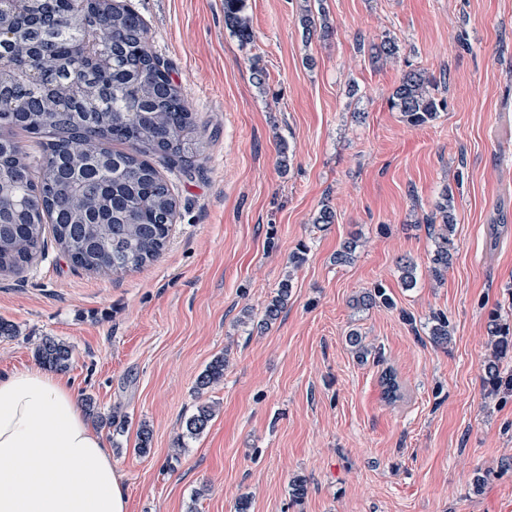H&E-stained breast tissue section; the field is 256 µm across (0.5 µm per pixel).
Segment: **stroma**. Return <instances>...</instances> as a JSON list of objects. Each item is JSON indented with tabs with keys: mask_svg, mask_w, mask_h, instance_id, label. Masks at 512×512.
Segmentation results:
<instances>
[{
	"mask_svg": "<svg viewBox=\"0 0 512 512\" xmlns=\"http://www.w3.org/2000/svg\"><path fill=\"white\" fill-rule=\"evenodd\" d=\"M131 2L205 158L188 176L157 164L178 213L156 261L112 279L51 242L24 273L0 274V318L18 328L0 339V375L37 367L41 337L73 346L65 378L112 419L101 433L128 512H237L243 500L247 512H512V391L483 382L489 315L512 322V0H323L333 33L309 41L303 0H247L246 45L224 0ZM387 39L398 58L372 63L368 45ZM410 69L438 81L442 106L421 126L388 103ZM446 190L455 250L438 278L429 224ZM325 206L335 222L314 223ZM350 239L353 261L337 263ZM287 277L275 324L243 320ZM378 285L392 306L355 309ZM438 313L444 345L430 336ZM353 329L366 360L346 342ZM218 356L223 379L196 397ZM202 402L216 415L186 437Z\"/></svg>",
	"mask_w": 512,
	"mask_h": 512,
	"instance_id": "stroma-1",
	"label": "stroma"
}]
</instances>
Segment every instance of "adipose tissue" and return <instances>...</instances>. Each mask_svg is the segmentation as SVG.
Segmentation results:
<instances>
[{
    "label": "adipose tissue",
    "mask_w": 512,
    "mask_h": 512,
    "mask_svg": "<svg viewBox=\"0 0 512 512\" xmlns=\"http://www.w3.org/2000/svg\"><path fill=\"white\" fill-rule=\"evenodd\" d=\"M121 473L72 387L37 369L0 376V512H126Z\"/></svg>",
    "instance_id": "adipose-tissue-1"
}]
</instances>
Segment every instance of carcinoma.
Masks as SVG:
<instances>
[{"label":"carcinoma","instance_id":"1","mask_svg":"<svg viewBox=\"0 0 512 512\" xmlns=\"http://www.w3.org/2000/svg\"><path fill=\"white\" fill-rule=\"evenodd\" d=\"M318 4L313 12L312 3ZM246 0H224V24L241 43L252 40L245 15ZM22 40L0 51V63L15 72L14 82L0 87V273L20 274L44 254L46 232L77 268L101 276H119L157 259L165 250L177 214V200L155 165L161 159L190 172L203 160L204 143L197 134L195 113L173 82L167 63L150 46L142 17L113 0L102 8L91 0H33L32 12L16 17ZM112 26V42L101 50L112 54V69L103 72L92 59L77 53L95 29ZM300 25L306 37L331 33L323 0H304ZM398 45L385 40L371 59L397 57ZM101 88L93 103L62 98L56 92L72 80ZM435 78L422 71L405 72L389 97L403 121L417 126L432 121L440 102ZM20 130L36 140L33 157L13 138ZM82 139L86 151L76 154L72 143ZM100 153L112 163H97ZM440 222L431 224L436 277L448 269L454 250L452 197L442 195ZM292 291L282 280L265 305L260 326L281 315ZM392 305L385 289L356 299L358 309ZM432 339L448 342V319L433 316ZM491 313L494 350L484 363V380L494 389L512 387V374L500 363L512 350V327ZM37 361L58 372L73 363V346L44 336L35 347ZM224 378V357L214 358L195 382L203 395ZM214 407L197 406L187 419V435L202 434L214 418Z\"/></svg>","mask_w":512,"mask_h":512}]
</instances>
